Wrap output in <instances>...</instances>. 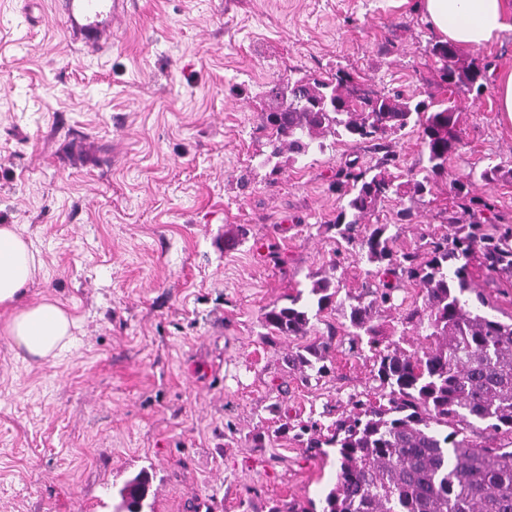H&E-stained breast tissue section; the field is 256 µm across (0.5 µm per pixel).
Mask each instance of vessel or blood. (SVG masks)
<instances>
[{
  "instance_id": "1",
  "label": "vessel or blood",
  "mask_w": 512,
  "mask_h": 512,
  "mask_svg": "<svg viewBox=\"0 0 512 512\" xmlns=\"http://www.w3.org/2000/svg\"><path fill=\"white\" fill-rule=\"evenodd\" d=\"M127 0H58L70 42L95 49L112 42V21L124 13Z\"/></svg>"
}]
</instances>
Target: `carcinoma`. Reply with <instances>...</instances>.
Here are the masks:
<instances>
[{"mask_svg": "<svg viewBox=\"0 0 512 512\" xmlns=\"http://www.w3.org/2000/svg\"><path fill=\"white\" fill-rule=\"evenodd\" d=\"M431 54L441 82L482 93L484 69L460 63L454 45L439 41ZM358 86L359 76L343 69L273 85L262 114L270 131L267 159L285 151L294 159L322 153L329 136L373 142L413 124L428 166L411 190L432 193L461 142L457 107L433 109ZM343 177L347 199L331 227L346 252L371 266V282L341 298L330 273L262 314L264 339L273 344L306 335L312 320L345 307L351 341L366 343L375 358V399L355 396L345 417L328 425L310 419L295 434L307 437L306 448L333 458L334 482L321 512H512V319L484 311L490 303L470 271L476 259L489 276L512 280V225L493 223L486 215L492 205L475 194L479 182L491 188L512 180V169L489 163L477 176L454 178V196L469 200L462 205L467 223L451 216V232L423 235L407 249L395 247L390 225L365 223L381 201L401 195L397 177L352 168ZM407 283L424 292L422 303L403 314V324L422 330L426 340L411 351L400 346L403 333L382 345L372 324L374 312L395 306V292ZM334 337L328 330L327 340L288 355V364L311 371L307 379L325 376ZM151 484L146 470L128 480L115 512H144Z\"/></svg>", "mask_w": 512, "mask_h": 512, "instance_id": "1", "label": "carcinoma"}]
</instances>
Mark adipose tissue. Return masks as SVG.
Returning <instances> with one entry per match:
<instances>
[{
	"label": "adipose tissue",
	"mask_w": 512,
	"mask_h": 512,
	"mask_svg": "<svg viewBox=\"0 0 512 512\" xmlns=\"http://www.w3.org/2000/svg\"><path fill=\"white\" fill-rule=\"evenodd\" d=\"M422 10L442 39L462 47L485 45L512 29V0H422ZM43 263L19 225L0 224V324L18 359L44 363L59 359L72 345L77 322L51 298L32 303L30 287Z\"/></svg>",
	"instance_id": "obj_1"
}]
</instances>
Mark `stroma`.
I'll return each mask as SVG.
<instances>
[{
	"mask_svg": "<svg viewBox=\"0 0 512 512\" xmlns=\"http://www.w3.org/2000/svg\"><path fill=\"white\" fill-rule=\"evenodd\" d=\"M64 25L53 0H0V224L21 225L43 262L31 299L58 298L80 324L60 359L35 365L0 335V512H113L144 468L151 512L319 500L333 466L278 429L374 393V357L342 310L274 345L262 313L344 250L329 228L342 169L389 149L402 175L427 161L411 126L385 150L337 140L270 158L266 93L340 68L455 102L447 177L373 216L409 248L445 231L450 178L512 168L493 79L512 69V29L462 50L485 68L477 96L440 81L419 0H130L98 55ZM331 326L329 375L303 379L288 353Z\"/></svg>",
	"mask_w": 512,
	"mask_h": 512,
	"instance_id": "obj_1",
	"label": "stroma"
}]
</instances>
